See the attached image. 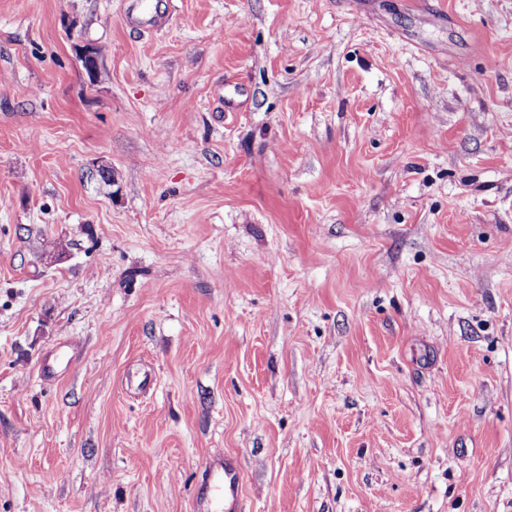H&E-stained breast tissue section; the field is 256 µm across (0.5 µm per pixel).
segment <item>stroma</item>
Listing matches in <instances>:
<instances>
[{"label":"stroma","mask_w":512,"mask_h":512,"mask_svg":"<svg viewBox=\"0 0 512 512\" xmlns=\"http://www.w3.org/2000/svg\"><path fill=\"white\" fill-rule=\"evenodd\" d=\"M129 2L0 0V512H512V0ZM219 468H222L220 462L216 466L209 468V475L213 474L219 484L218 488L224 491V503L226 501L234 500L238 496V479L235 468L231 461L224 459V483L223 475Z\"/></svg>","instance_id":"35a3bbf8"}]
</instances>
